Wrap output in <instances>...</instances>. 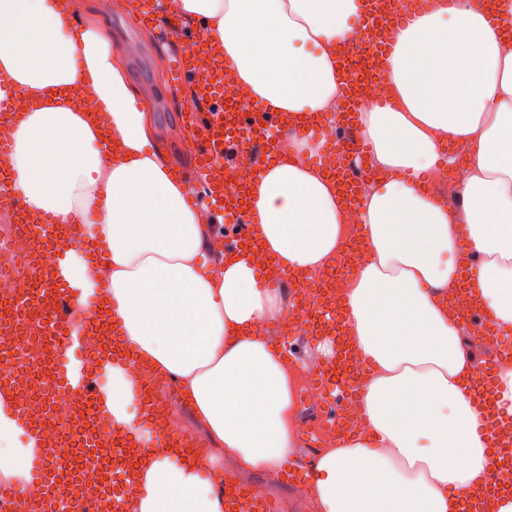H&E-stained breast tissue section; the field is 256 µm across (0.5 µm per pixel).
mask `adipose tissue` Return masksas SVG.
<instances>
[{
  "instance_id": "obj_1",
  "label": "adipose tissue",
  "mask_w": 512,
  "mask_h": 512,
  "mask_svg": "<svg viewBox=\"0 0 512 512\" xmlns=\"http://www.w3.org/2000/svg\"><path fill=\"white\" fill-rule=\"evenodd\" d=\"M202 20L224 68L267 111L334 113L344 79L336 51L359 0H173ZM79 0H0V102L27 107L12 129L8 180L28 213L62 223L91 218L109 261L99 295L129 362L112 367L106 404L135 430L137 362L177 381L224 449L223 461L143 452L127 512H224V472L277 475L299 445L294 380L279 347L256 332L287 308L261 288L249 255L200 258L214 230L188 186L154 147L151 118ZM312 52H305V45ZM385 72L391 104L357 116L377 179L357 209L366 261L349 275L338 316L366 378L359 431L313 466L314 512H460L492 467L487 415L472 393L480 370L448 299L460 281L504 333L512 332V0L490 20L476 0L439 6L398 29ZM95 102L87 111L84 100ZM465 145L450 211L419 180ZM315 147L290 133L250 182V222L268 261L302 276L326 270L350 243L348 204ZM0 395V490L32 481L33 442ZM210 469L211 479L200 477Z\"/></svg>"
}]
</instances>
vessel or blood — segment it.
<instances>
[{
	"instance_id": "1",
	"label": "vessel or blood",
	"mask_w": 512,
	"mask_h": 512,
	"mask_svg": "<svg viewBox=\"0 0 512 512\" xmlns=\"http://www.w3.org/2000/svg\"><path fill=\"white\" fill-rule=\"evenodd\" d=\"M363 13L359 23L366 28L371 40L370 51L362 70H352L348 55H340L339 65L345 76L344 96L348 111L332 113L327 117L306 115L299 131L303 136L323 135L329 123L343 126L347 138L332 145L325 161L339 189L349 201H356L357 181L349 171L348 156L357 148L352 135L356 126V103L368 92L374 76L379 73L391 51L392 44L386 37L388 30L404 27L414 21L418 12L426 10L431 0H362ZM170 85L190 86L195 91L190 104L183 109L189 131L200 149L194 156L196 172L207 174L209 196L221 203L226 214L233 216L237 225L228 244L229 251L254 244L252 226L247 220L246 193L228 197L224 184L210 179V171L222 165L225 157L236 154L244 145L259 148V157L252 167L254 174H261L274 160L277 152V135L284 127L280 114L267 111L258 102L242 105L239 98L230 97L224 89V69L220 55L214 49L179 52L168 74ZM31 244L26 260L38 281L31 296L0 304V361L11 356V342L26 335L29 325L38 324L43 336L47 358L39 370L41 383L40 415H32L24 406H17L15 415L22 427L27 428L37 441L40 461V480L47 492L48 504L59 499L58 477L71 469L76 460L92 455L99 470L123 473L131 467L136 452L128 431L111 425V412L106 399L94 386L83 361L70 360L65 351L82 346L86 335L105 336L109 342L98 353L102 372L112 369L113 361L123 359L124 353L118 339L113 336L105 308L91 306L81 332H73L70 322L82 289L72 287L71 257L78 254L86 264L99 263L104 251L79 243L73 225L45 220L27 227ZM336 300L322 303L317 312L305 313L297 331L311 334L335 343L336 350L314 376L325 397L350 403L356 388L347 371L354 351L345 328L336 315ZM490 380H483L476 390L477 398L488 403L493 430L512 432V417L505 415L493 402ZM68 396L76 410L69 428L51 430L50 409L55 399ZM153 445L157 448H185L194 457H202L200 446L191 440L170 434L162 426L152 428ZM512 472V443L499 445L489 488L464 503L465 512H492V499L498 491L507 489L503 473ZM135 491L134 483H125L122 490L108 491L103 498L87 502L78 492H69L75 504L74 512H125L128 495ZM224 512H280L278 501L266 491L244 481L240 475H224Z\"/></svg>"
}]
</instances>
